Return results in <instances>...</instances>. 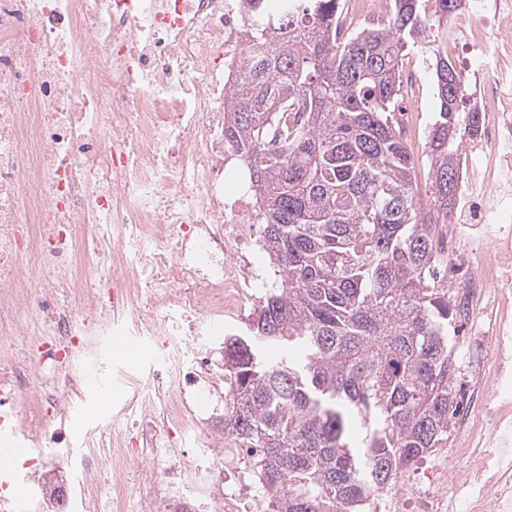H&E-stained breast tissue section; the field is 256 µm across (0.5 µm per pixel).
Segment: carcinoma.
Here are the masks:
<instances>
[{"label": "carcinoma", "mask_w": 512, "mask_h": 512, "mask_svg": "<svg viewBox=\"0 0 512 512\" xmlns=\"http://www.w3.org/2000/svg\"><path fill=\"white\" fill-rule=\"evenodd\" d=\"M249 67L226 75L224 139L249 168L279 288L224 339V435L254 456L276 512H362L448 440L454 388L439 297L461 175L466 84L448 63L461 0H393L336 39L342 0H250ZM434 58L429 196L398 122L406 52Z\"/></svg>", "instance_id": "1"}]
</instances>
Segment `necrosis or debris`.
I'll list each match as a JSON object with an SVG mask.
<instances>
[{
  "mask_svg": "<svg viewBox=\"0 0 512 512\" xmlns=\"http://www.w3.org/2000/svg\"><path fill=\"white\" fill-rule=\"evenodd\" d=\"M480 26L448 23V58L481 82L480 124L465 142L442 255L476 266L451 302L476 312L512 301V80L479 61L512 53V0H473ZM246 0H0V431L58 444L70 370L88 337L132 312L163 365L142 416L103 432L108 487L126 508L133 441L174 451L186 421L212 420L217 371L190 369L203 322L241 318L262 284L251 253L262 218L230 190L238 153L224 141V63L242 65ZM462 224H494L493 245ZM161 409L166 424L148 432ZM505 448L469 449L462 489L470 512H512Z\"/></svg>",
  "mask_w": 512,
  "mask_h": 512,
  "instance_id": "necrosis-or-debris-1",
  "label": "necrosis or debris"
}]
</instances>
